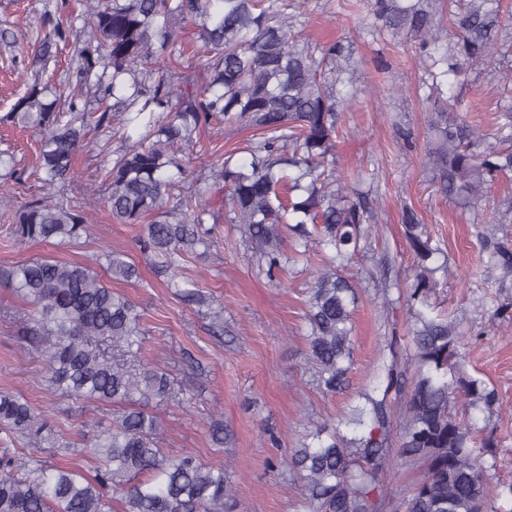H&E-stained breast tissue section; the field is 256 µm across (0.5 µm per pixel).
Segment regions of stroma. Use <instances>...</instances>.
Listing matches in <instances>:
<instances>
[{
    "label": "stroma",
    "instance_id": "35a3bbf8",
    "mask_svg": "<svg viewBox=\"0 0 512 512\" xmlns=\"http://www.w3.org/2000/svg\"><path fill=\"white\" fill-rule=\"evenodd\" d=\"M308 0L296 30L310 41L341 43L356 66L355 105L341 112L337 142L345 183L378 211L364 249L346 275L357 293L352 341L355 363L348 387L323 393L306 359L305 319L312 273L319 253L307 263L289 265L270 281L257 263L242 225L224 219V193L209 194L208 226L214 247L182 266L199 300L171 293L159 261L138 245L140 228L113 222L103 201L108 184L98 171L100 150L123 143L105 136L79 150L75 176L41 194L48 200L80 203L91 226L80 244L62 249L50 243L15 242L12 221L0 211V265L51 257L95 266L103 252L122 254L138 279L113 287L136 307L146 330L138 360L167 374L178 397L150 401L160 422L159 446L224 468L235 490L229 512H305L304 487L289 468L290 455L320 425L336 426L362 405L363 393L383 379L382 367L398 361L413 373L410 314L403 298L414 274L401 224L409 206L448 257L450 277L440 279L431 300L464 335L462 367L498 393V412L477 413L476 425L491 448L486 457L496 491L488 512H512V323L496 319L498 306L512 304V270L494 259L512 252V182H496L485 208L465 211L444 196L424 168L436 137L428 128L425 98L428 76L415 43L374 33L372 0ZM509 21L491 60L448 82L459 96V115L491 133L512 110V0H502ZM77 0H0V200L23 202L19 180L34 183L38 143L6 115L35 78L67 77L56 54L40 55L36 31L43 13H77ZM30 305L0 287V392L21 395L50 422L63 442L59 448H29L23 441L9 450L23 463L47 461L93 478L97 462L86 448L83 430L109 428L117 410L107 402L76 400L54 392L45 378L41 353L16 334ZM224 425L223 447L209 436L212 423Z\"/></svg>",
    "mask_w": 512,
    "mask_h": 512
}]
</instances>
